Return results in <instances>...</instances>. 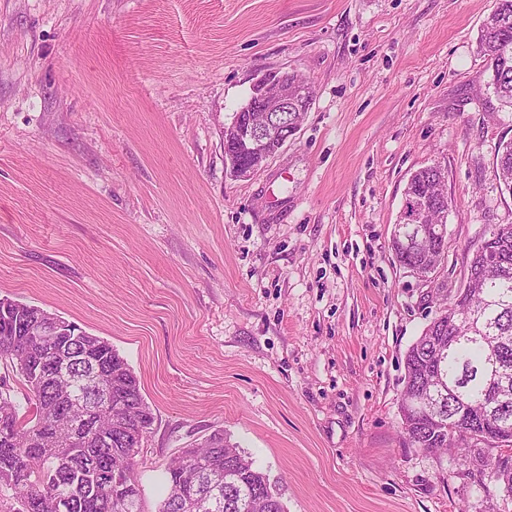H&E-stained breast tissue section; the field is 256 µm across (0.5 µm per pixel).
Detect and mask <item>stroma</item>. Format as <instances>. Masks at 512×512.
<instances>
[{
	"mask_svg": "<svg viewBox=\"0 0 512 512\" xmlns=\"http://www.w3.org/2000/svg\"><path fill=\"white\" fill-rule=\"evenodd\" d=\"M497 0H0V296L108 340L154 422L135 473L213 430L288 512H484L408 447L404 356L470 250L512 224L496 156L512 112L481 86ZM315 97L248 179L224 129L256 78ZM437 163L443 264L400 267L409 176Z\"/></svg>",
	"mask_w": 512,
	"mask_h": 512,
	"instance_id": "stroma-1",
	"label": "stroma"
}]
</instances>
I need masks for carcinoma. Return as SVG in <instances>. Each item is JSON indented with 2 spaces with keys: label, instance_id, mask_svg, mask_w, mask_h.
Returning a JSON list of instances; mask_svg holds the SVG:
<instances>
[{
  "label": "carcinoma",
  "instance_id": "cac0c4a2",
  "mask_svg": "<svg viewBox=\"0 0 512 512\" xmlns=\"http://www.w3.org/2000/svg\"><path fill=\"white\" fill-rule=\"evenodd\" d=\"M478 50L486 79L502 105L512 108V0L497 7L481 26ZM498 177L512 193V140L498 151ZM407 206L427 212L426 222L440 220L448 201L441 167L415 171L404 188ZM445 237L414 239L412 227H393L391 246L396 261L418 276L441 264ZM481 266L466 293L439 306V312L407 350L400 401L427 389L428 347L437 336H456L441 360L447 391L446 411H462L478 420L481 441L503 436L502 422L512 426L509 401L489 405L499 383H512V226L481 248H473L467 266ZM464 317L448 326V311ZM45 310L24 302L0 307V361L19 376L25 390L18 401L0 379V487L14 491L19 507L8 512H142L141 491L134 475L153 413L127 360L107 340L82 332L77 324L60 320L63 333L54 339L28 335ZM480 316L488 338L477 336L468 319ZM71 357L73 375L55 371L60 356ZM90 373L96 386L112 395V408L98 410L82 404L73 392H85L91 402L95 389L82 386ZM405 441L426 452L448 454L455 468L448 477L494 487L499 497L512 500V476L503 478L500 462L470 453L464 438L451 439L436 431L425 413L401 414ZM227 476L223 512H287L279 481L270 477L224 434L213 431L203 442L185 448L166 467L164 497L156 512H210L209 475Z\"/></svg>",
  "mask_w": 512,
  "mask_h": 512
}]
</instances>
